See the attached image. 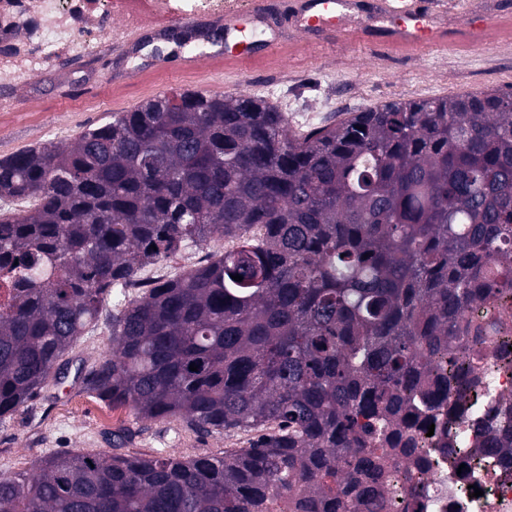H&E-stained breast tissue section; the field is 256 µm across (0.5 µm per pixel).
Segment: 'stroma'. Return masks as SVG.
I'll use <instances>...</instances> for the list:
<instances>
[{
  "mask_svg": "<svg viewBox=\"0 0 512 512\" xmlns=\"http://www.w3.org/2000/svg\"><path fill=\"white\" fill-rule=\"evenodd\" d=\"M128 25L115 19L101 43L90 44L77 57L62 52L40 65L0 59V157L49 141L68 142L88 126L111 121L113 113L175 89L265 97L287 115L290 133L299 134L311 128L301 113L320 111L326 102L340 117L396 100L512 85V41L489 49H430L416 56L329 44L317 58L275 60L237 75L225 72L220 59L191 72L163 69L159 60L176 51L175 42L158 35L149 20L141 21L136 39ZM111 348L112 306L107 303L96 325L77 341L72 364L91 367ZM118 430L128 435L123 452L149 454L161 448L179 458L220 456L249 442L245 434L197 433L176 421H146L127 409H109L70 378L0 419V473L31 471L55 449L112 453V434Z\"/></svg>",
  "mask_w": 512,
  "mask_h": 512,
  "instance_id": "stroma-1",
  "label": "stroma"
}]
</instances>
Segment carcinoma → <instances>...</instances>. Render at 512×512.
Listing matches in <instances>:
<instances>
[{"label":"carcinoma","mask_w":512,"mask_h":512,"mask_svg":"<svg viewBox=\"0 0 512 512\" xmlns=\"http://www.w3.org/2000/svg\"><path fill=\"white\" fill-rule=\"evenodd\" d=\"M165 96L0 158V199L35 202L0 216V419L66 378L114 295L84 389L256 437L222 456L51 452L0 473V512H389L408 434L477 375L481 322L512 298V91L302 135L259 97ZM214 238L231 246L129 294Z\"/></svg>","instance_id":"1"}]
</instances>
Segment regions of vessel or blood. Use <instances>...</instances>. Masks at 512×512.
Instances as JSON below:
<instances>
[{"mask_svg": "<svg viewBox=\"0 0 512 512\" xmlns=\"http://www.w3.org/2000/svg\"><path fill=\"white\" fill-rule=\"evenodd\" d=\"M356 7L355 0H280L276 5L271 0H252L247 13L224 15V67L248 72L262 63V56L250 47L241 20L247 16L255 22H267L275 8L290 19L294 35L287 41L271 38V57L316 54L334 41L349 48L370 44V23H355L349 18L350 10ZM445 8L444 0H405L399 6L394 0H377L373 17L386 23L383 49L416 55L429 48L444 50L457 45L485 48L492 44L491 33H512V16L507 14L491 19L469 17L452 29L438 25Z\"/></svg>", "mask_w": 512, "mask_h": 512, "instance_id": "b4317fda", "label": "vessel or blood"}]
</instances>
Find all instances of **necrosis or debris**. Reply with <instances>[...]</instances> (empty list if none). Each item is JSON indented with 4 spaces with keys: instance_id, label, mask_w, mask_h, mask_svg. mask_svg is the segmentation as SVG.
<instances>
[{
    "instance_id": "1",
    "label": "necrosis or debris",
    "mask_w": 512,
    "mask_h": 512,
    "mask_svg": "<svg viewBox=\"0 0 512 512\" xmlns=\"http://www.w3.org/2000/svg\"><path fill=\"white\" fill-rule=\"evenodd\" d=\"M246 0H143L151 14L177 12L187 17L223 14L246 8ZM127 0H0V36L12 40L23 29L32 36L24 58L45 61L56 53L82 52L99 41L109 18L122 15ZM503 352L488 349L487 377L472 378L466 396L467 411L458 427L463 444L452 452L436 445L435 437H419L416 451L423 463L410 474H396L391 512H512V456H488L483 445L495 434L504 415L512 414V363ZM424 486L419 501L408 498L409 482ZM480 496H473V489Z\"/></svg>"
}]
</instances>
